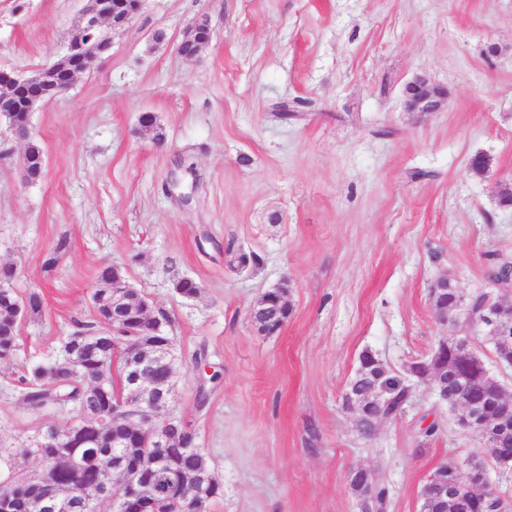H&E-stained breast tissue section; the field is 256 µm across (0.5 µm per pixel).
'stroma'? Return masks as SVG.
Here are the masks:
<instances>
[{"label": "stroma", "mask_w": 512, "mask_h": 512, "mask_svg": "<svg viewBox=\"0 0 512 512\" xmlns=\"http://www.w3.org/2000/svg\"><path fill=\"white\" fill-rule=\"evenodd\" d=\"M83 6L0 0V69L27 75L58 59ZM201 17L211 40L184 60L176 45ZM158 29L166 41L153 49ZM417 75L446 90L442 111H406ZM297 99L300 117H275ZM145 111L163 143L141 130ZM31 127L46 166L27 184L26 143L0 118V263L16 265L18 294L44 299L0 364V446L23 470L38 468L23 453L36 430L72 414L29 413L16 379L74 320H95L98 271L112 263L171 319L184 363L168 411L224 487L208 512H359L356 467L387 488L386 512H421L433 471L475 454L478 436L429 383L411 381L405 413L369 438L344 398L362 352L401 377L465 334L512 392L482 327L439 323L429 297L445 274L466 300L512 302V287L487 279L492 262L512 260V206L500 203L512 188V0H142L94 71L42 103ZM178 159L194 171L187 205L165 192ZM230 244L255 263L230 270ZM181 277L198 296L176 293ZM283 282L288 320L260 335L248 311ZM198 353L219 382L196 370Z\"/></svg>", "instance_id": "obj_1"}]
</instances>
